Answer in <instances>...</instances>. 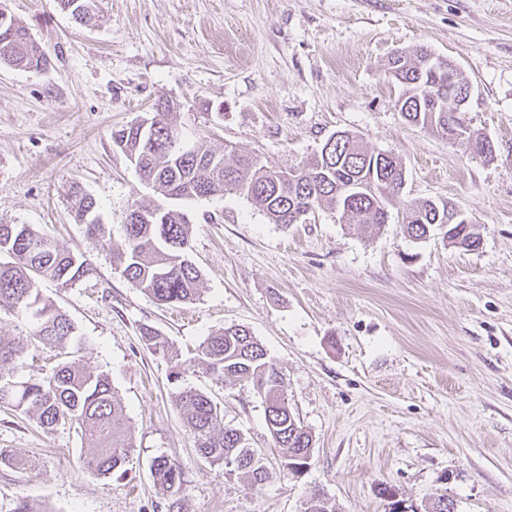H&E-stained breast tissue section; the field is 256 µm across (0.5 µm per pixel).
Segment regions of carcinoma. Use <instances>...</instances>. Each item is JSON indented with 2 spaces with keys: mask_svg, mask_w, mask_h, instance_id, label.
Segmentation results:
<instances>
[{
  "mask_svg": "<svg viewBox=\"0 0 512 512\" xmlns=\"http://www.w3.org/2000/svg\"><path fill=\"white\" fill-rule=\"evenodd\" d=\"M72 17L88 23L95 16L96 0H58ZM427 49L414 56L391 57L387 73L402 87L397 105L411 123L446 138L467 134V150L494 158L485 137L471 130L448 95V70L422 64ZM48 58L29 30L0 9V65L29 70L45 67ZM173 106L156 104L155 121L149 130L130 124L112 130V142L134 166L142 180L151 184L160 202L138 206L128 215L122 243L112 246L113 262L122 276L160 304H187L199 295L200 271L188 256L189 219L171 207V200L206 199L230 188L238 191L255 208L276 224H292L297 215L311 207H325L340 214L345 224H357L365 236L378 233L397 204L405 168L394 156H381L365 149L356 135L346 131L327 153L314 157L283 180L279 171L253 155L230 151L220 154L186 144L178 151L173 140L181 137L169 120ZM67 196L71 215L96 240L101 225L90 219L98 207L96 199L80 183L70 185ZM446 228L448 242L466 251L479 247L476 224L448 223V204L432 200L411 204L402 213V228L412 240L427 238L436 228ZM0 312L25 313L35 320L33 339L58 352L62 361L52 374L39 381L17 382L10 365L25 352L28 340L21 336L0 341V407L30 415L44 430L61 423L78 425L89 434L93 448L85 456L89 470L110 475L119 470L133 448L130 421L108 376L94 372L72 357L68 346L75 336L71 320L38 291L40 280L71 286L92 274L89 259L60 248L55 241L28 224H0ZM143 344L169 363L168 379L180 382L184 364L162 333L151 326L142 328ZM196 361L202 369L220 378L253 383L264 396L265 422L273 426L272 437L282 461L313 447L312 435L288 403L281 371L268 357L263 345L240 325L226 327L208 336L199 346ZM184 424L195 440L198 454L212 465H222L257 487L267 479L265 458L244 444L242 434L226 426L220 407L206 393L193 387L181 388L176 396ZM295 474L308 461L295 460ZM153 478L171 490L181 481L178 465L161 455L152 464Z\"/></svg>",
  "mask_w": 512,
  "mask_h": 512,
  "instance_id": "cac0c4a2",
  "label": "carcinoma"
}]
</instances>
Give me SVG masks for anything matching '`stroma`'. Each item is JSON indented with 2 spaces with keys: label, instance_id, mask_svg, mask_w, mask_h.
Returning a JSON list of instances; mask_svg holds the SVG:
<instances>
[{
  "label": "stroma",
  "instance_id": "obj_1",
  "mask_svg": "<svg viewBox=\"0 0 512 512\" xmlns=\"http://www.w3.org/2000/svg\"><path fill=\"white\" fill-rule=\"evenodd\" d=\"M0 7L50 59L39 71L0 65V224L31 225L90 259L88 278L38 288L74 323L78 358L118 391L134 445L121 470L98 475L78 427L46 432L1 408L0 450L33 466L0 465V512L23 499L47 512H304L316 492L336 512H387L383 484L415 512L440 494L455 512H512V0H98L86 25L57 0ZM419 45L471 86L465 118L494 142V159L402 117L384 64ZM162 101L188 145L282 171L353 133L402 160L405 201L452 203L482 244L410 240L397 209L371 238L320 208L285 226L228 191L180 202L200 295L158 304L123 278L107 244L122 240L134 206L158 200L112 131ZM74 181L98 203L103 241L70 216ZM146 325L178 352L186 384L264 455L262 486L197 453L168 365L141 340ZM231 325L284 375L313 437L301 474L283 468L252 385L195 364L199 344ZM160 455L180 467L174 490L154 481Z\"/></svg>",
  "mask_w": 512,
  "mask_h": 512
}]
</instances>
